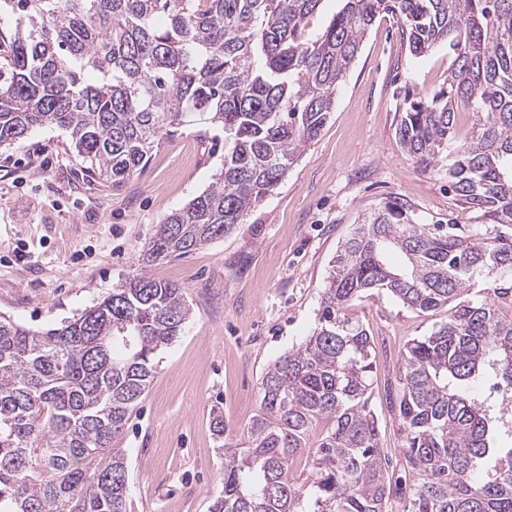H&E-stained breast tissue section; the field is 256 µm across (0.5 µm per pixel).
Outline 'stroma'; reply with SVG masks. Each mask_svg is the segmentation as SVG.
<instances>
[{
  "label": "stroma",
  "mask_w": 512,
  "mask_h": 512,
  "mask_svg": "<svg viewBox=\"0 0 512 512\" xmlns=\"http://www.w3.org/2000/svg\"><path fill=\"white\" fill-rule=\"evenodd\" d=\"M449 64L444 45L411 54L396 17L380 15L327 124L285 179L233 232L149 267L143 246L157 226L219 174L222 131L192 118L117 188L84 169L65 131L40 128L0 146V314L54 328L143 269L179 284L191 309L115 442L133 512H211L224 481L220 443L238 442L261 411L262 374L313 330L337 248L363 213L401 197L418 223L452 218L475 230L448 187L454 149L426 174L397 135L404 95L439 89ZM352 312L374 338L371 403L381 445L395 457L403 439L387 392L397 386L399 355L448 314H422L387 294ZM217 411L228 424L221 439Z\"/></svg>",
  "instance_id": "1"
}]
</instances>
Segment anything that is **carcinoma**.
<instances>
[{
	"mask_svg": "<svg viewBox=\"0 0 512 512\" xmlns=\"http://www.w3.org/2000/svg\"><path fill=\"white\" fill-rule=\"evenodd\" d=\"M4 2L21 21L0 27L1 146L66 130L84 168L116 188L186 115L224 130L220 173L158 226L147 265L243 223L320 134L379 15L398 19L417 55L448 45V78L404 98L397 135L434 172L456 114L477 115L448 183L485 233L417 224L401 197L363 215L336 251L313 331L267 369L261 413L224 448L213 512H393L396 500L401 512H512V446L498 445L512 440V0H343L317 35L307 20L322 0ZM487 278L486 295L471 294ZM374 292L421 313L448 308L398 358L408 486L380 448L374 339L351 313ZM190 317L181 287L146 272L57 328L0 316V512H131L112 441ZM489 374L501 379L493 402L469 393Z\"/></svg>",
	"mask_w": 512,
	"mask_h": 512,
	"instance_id": "1",
	"label": "carcinoma"
}]
</instances>
